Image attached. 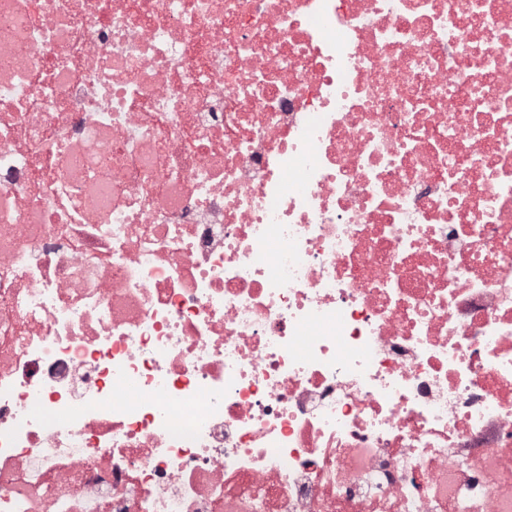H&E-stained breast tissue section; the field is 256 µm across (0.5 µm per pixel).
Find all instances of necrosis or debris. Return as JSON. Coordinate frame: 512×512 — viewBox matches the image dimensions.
Here are the masks:
<instances>
[{
    "instance_id": "necrosis-or-debris-1",
    "label": "necrosis or debris",
    "mask_w": 512,
    "mask_h": 512,
    "mask_svg": "<svg viewBox=\"0 0 512 512\" xmlns=\"http://www.w3.org/2000/svg\"><path fill=\"white\" fill-rule=\"evenodd\" d=\"M0 512H512V0H0Z\"/></svg>"
}]
</instances>
